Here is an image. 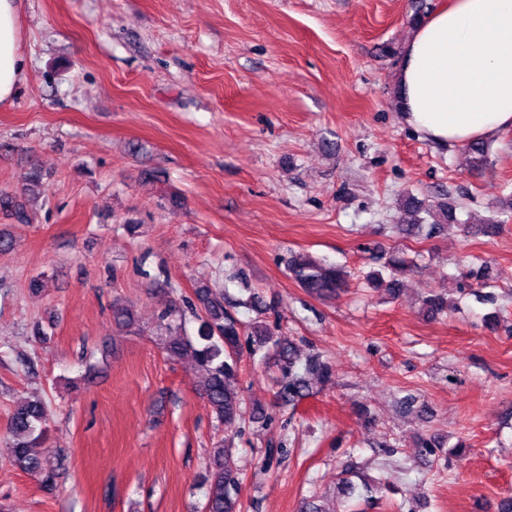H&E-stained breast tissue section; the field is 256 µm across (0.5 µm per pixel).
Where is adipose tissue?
Segmentation results:
<instances>
[{"mask_svg":"<svg viewBox=\"0 0 512 512\" xmlns=\"http://www.w3.org/2000/svg\"><path fill=\"white\" fill-rule=\"evenodd\" d=\"M27 78L16 0H0V103ZM404 124L462 146L512 129V0H450L408 35L396 74Z\"/></svg>","mask_w":512,"mask_h":512,"instance_id":"adipose-tissue-1","label":"adipose tissue"}]
</instances>
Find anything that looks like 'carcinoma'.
Wrapping results in <instances>:
<instances>
[{"instance_id":"1","label":"carcinoma","mask_w":512,"mask_h":512,"mask_svg":"<svg viewBox=\"0 0 512 512\" xmlns=\"http://www.w3.org/2000/svg\"><path fill=\"white\" fill-rule=\"evenodd\" d=\"M466 151L476 170L491 164L486 143L476 141L466 145ZM41 171L37 168L25 174L22 194L29 202L39 192ZM24 207L26 204L9 192L0 191V211L15 215L21 224L27 223ZM407 211L415 215L406 224L397 227L398 234L409 238L419 231L421 220L416 218L420 207L411 199L406 200ZM288 271L294 281L310 296L318 299H332L348 287L344 272L335 265L326 264L306 254H293L288 258ZM413 262L397 251L388 253L385 269L391 277L403 275L412 270ZM198 299L203 306V316L198 336H171L173 324L180 313V305L172 300L158 316V330L167 334L163 338V349L167 357L178 360L191 357L201 374L199 394L206 401L214 418L227 428L245 420V402L239 387L238 361L242 351L241 338L250 337L254 351L267 346L275 348L283 362V377L277 392L279 403L292 408L310 394L311 379L329 382L333 376L332 366L320 356L308 359L303 374L295 370L297 362L293 343L282 336H274L266 324L256 321L244 326L230 315L224 307V293L220 288H200ZM427 313L435 316L443 313L448 301L441 294H430L423 300ZM112 322L119 328L133 326L134 318L127 306L112 304ZM45 407L40 399L19 405L13 413L9 431L16 437L12 446L14 465L22 472L38 479L42 488L50 491L55 485V473L46 467L42 453L37 448L46 439ZM241 478L236 466L233 449L216 446L209 458V477L206 492L205 512H241Z\"/></svg>"}]
</instances>
